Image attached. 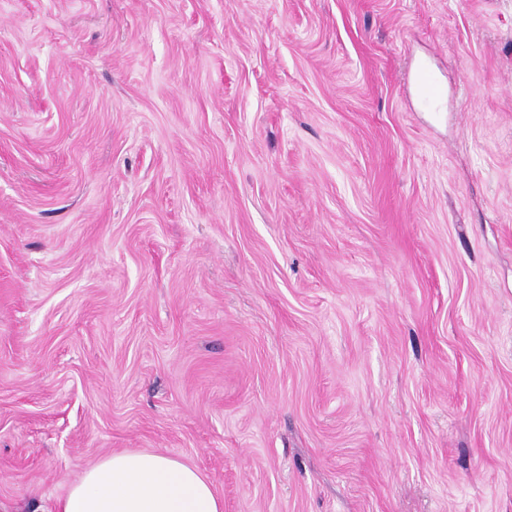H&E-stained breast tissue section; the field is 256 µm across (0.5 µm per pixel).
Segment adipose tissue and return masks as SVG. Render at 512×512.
<instances>
[{
	"instance_id": "ef3b65f1",
	"label": "adipose tissue",
	"mask_w": 512,
	"mask_h": 512,
	"mask_svg": "<svg viewBox=\"0 0 512 512\" xmlns=\"http://www.w3.org/2000/svg\"><path fill=\"white\" fill-rule=\"evenodd\" d=\"M53 512H224L196 467L152 453H114L71 483Z\"/></svg>"
}]
</instances>
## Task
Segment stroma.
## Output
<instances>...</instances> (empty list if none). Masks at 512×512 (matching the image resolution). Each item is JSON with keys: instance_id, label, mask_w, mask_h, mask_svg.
I'll return each instance as SVG.
<instances>
[{"instance_id": "stroma-1", "label": "stroma", "mask_w": 512, "mask_h": 512, "mask_svg": "<svg viewBox=\"0 0 512 512\" xmlns=\"http://www.w3.org/2000/svg\"><path fill=\"white\" fill-rule=\"evenodd\" d=\"M133 451L512 512V0H0V507Z\"/></svg>"}]
</instances>
